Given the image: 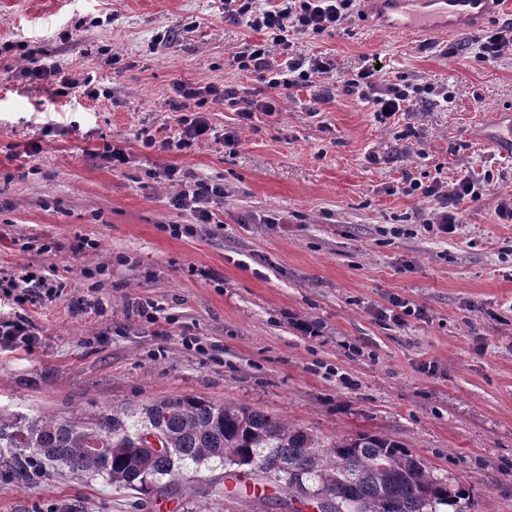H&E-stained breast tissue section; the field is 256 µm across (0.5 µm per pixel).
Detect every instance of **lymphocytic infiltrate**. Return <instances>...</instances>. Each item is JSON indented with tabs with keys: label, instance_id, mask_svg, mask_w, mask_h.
<instances>
[{
	"label": "lymphocytic infiltrate",
	"instance_id": "f902f5d3",
	"mask_svg": "<svg viewBox=\"0 0 512 512\" xmlns=\"http://www.w3.org/2000/svg\"><path fill=\"white\" fill-rule=\"evenodd\" d=\"M360 6L361 0H224L225 20L246 22L259 34L258 40L240 43L233 58L240 70L255 74L268 88L298 91L313 87L317 79L335 72L336 63L326 56L308 57L296 53L290 34L317 38L343 30L360 15ZM17 75L30 83L57 80L55 93L62 97L78 92L92 100L99 97L92 76L81 79L66 77L61 65L49 58L31 60L28 66L18 70ZM344 87L349 94L372 104L378 122L388 127L399 124L401 118L413 112L418 101L426 99L432 91L431 86L423 82L403 84L391 80L380 83L377 70L370 66L362 67L347 77ZM174 92L180 98L193 101V110L178 117L177 132L162 135L141 130L138 140L142 147L161 152L186 149L196 139L208 135L211 129L205 111L209 101L222 100L231 104L237 101L235 92L229 88H196L188 83H179L175 85ZM156 178L177 185L178 190L171 199L175 209L190 212L198 223H212V207L224 196L221 184L204 177L182 174L174 167L158 172ZM493 180V174L488 171H467L452 183L437 176L426 183L407 175L402 178L405 194H418L437 201V216L425 223L424 229L441 234L456 229L454 207L467 200L482 198Z\"/></svg>",
	"mask_w": 512,
	"mask_h": 512
}]
</instances>
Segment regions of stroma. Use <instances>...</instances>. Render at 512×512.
<instances>
[{
    "label": "stroma",
    "mask_w": 512,
    "mask_h": 512,
    "mask_svg": "<svg viewBox=\"0 0 512 512\" xmlns=\"http://www.w3.org/2000/svg\"><path fill=\"white\" fill-rule=\"evenodd\" d=\"M511 17L433 38L370 10L331 35H292L338 75L377 64L381 79L451 94L416 107L409 138L354 96L319 103L307 88L249 127L210 104L211 136L152 152L137 135L175 127L176 83L267 94L233 60L256 34L225 22L224 0H0V46H12L0 55V273L41 268L53 282L22 305L0 292V315L25 314L36 335L0 348V409L232 402L326 441L383 433L465 488L458 512H512V222L495 212L512 198V155L481 140L483 118L512 109V52L493 64L456 54ZM33 50L93 76L105 98L12 77ZM234 130L238 145L224 146ZM108 145L128 164L105 167ZM170 166L223 184L216 223L172 207L174 187L150 177ZM467 169L492 171L490 190L463 204L454 233L426 232L438 205L402 194L403 174L449 182ZM394 296L423 316L380 318ZM0 512L290 510L275 485L255 494L246 468L211 462L162 496L66 472L28 487L0 474Z\"/></svg>",
    "instance_id": "stroma-1"
}]
</instances>
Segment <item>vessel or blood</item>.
<instances>
[{"instance_id": "1", "label": "vessel or blood", "mask_w": 512, "mask_h": 512, "mask_svg": "<svg viewBox=\"0 0 512 512\" xmlns=\"http://www.w3.org/2000/svg\"><path fill=\"white\" fill-rule=\"evenodd\" d=\"M391 29L438 34L479 25L501 0H370ZM488 140L499 148L512 147V113H495L485 126Z\"/></svg>"}]
</instances>
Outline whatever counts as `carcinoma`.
<instances>
[{
  "label": "carcinoma",
  "mask_w": 512,
  "mask_h": 512,
  "mask_svg": "<svg viewBox=\"0 0 512 512\" xmlns=\"http://www.w3.org/2000/svg\"><path fill=\"white\" fill-rule=\"evenodd\" d=\"M211 460L248 466L291 502H324L321 512H438L465 494L380 432L326 443L263 411L193 395L67 415L0 411V470L23 484L65 470L161 495L184 467ZM263 460L279 462L281 475H264Z\"/></svg>",
  "instance_id": "1"
}]
</instances>
